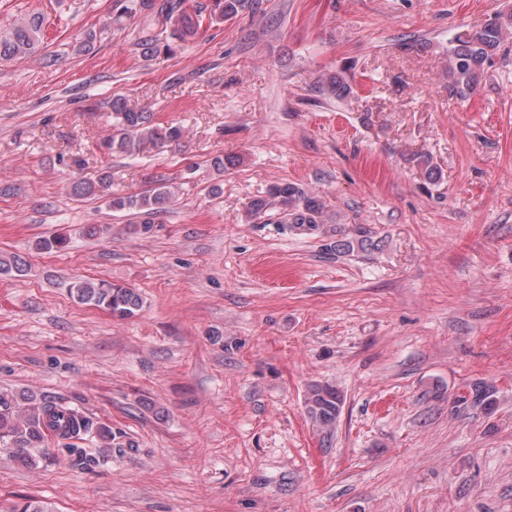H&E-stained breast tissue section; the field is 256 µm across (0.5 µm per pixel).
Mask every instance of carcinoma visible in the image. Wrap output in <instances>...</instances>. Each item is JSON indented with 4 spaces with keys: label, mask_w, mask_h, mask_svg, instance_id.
<instances>
[{
    "label": "carcinoma",
    "mask_w": 512,
    "mask_h": 512,
    "mask_svg": "<svg viewBox=\"0 0 512 512\" xmlns=\"http://www.w3.org/2000/svg\"><path fill=\"white\" fill-rule=\"evenodd\" d=\"M119 9L101 23L108 29L125 20L138 23L134 50L150 61L167 55L172 44L187 43L199 34L203 23L220 25L231 21L252 8V0H117ZM512 28V12L499 11L483 27L461 31L448 42V95L467 100L485 79V66L501 47L504 31ZM44 18L28 14L16 21L5 35L0 36V58L12 60L34 53L43 38ZM318 92L343 99L352 92L343 77L331 74L318 87ZM112 113V133L102 141L110 154L133 156L151 144L163 147L183 137V128L157 121L155 113L137 107L127 98L117 95L107 101ZM112 178L103 172L95 179H76L70 184V194L78 198L103 199L115 212H133L143 217V231L157 213L176 196L175 187L158 181L154 187L138 193L115 195ZM273 212L276 223L288 225L298 234L320 233L328 242L325 249L336 257L354 256L375 245L372 231L357 224L353 228L327 229L328 209L325 201L293 183L272 186L268 195L252 201L249 216L260 219ZM63 236L39 240L36 249L58 252L67 247ZM28 271L24 257L17 253L0 254V276L22 277ZM70 296L81 305L108 311L112 316L128 319L142 306L141 295L132 288L102 279H78L70 284ZM497 389L485 384L468 398L457 402L471 403L489 413L494 410ZM343 405V397L330 384H315L306 398L309 417L320 424H334ZM55 440L75 455L77 465L92 469L112 456V432L83 410L50 397H38L29 392L0 390V448L29 467L38 466L45 457L50 441ZM91 441L97 451L90 453L79 443Z\"/></svg>",
    "instance_id": "1"
}]
</instances>
